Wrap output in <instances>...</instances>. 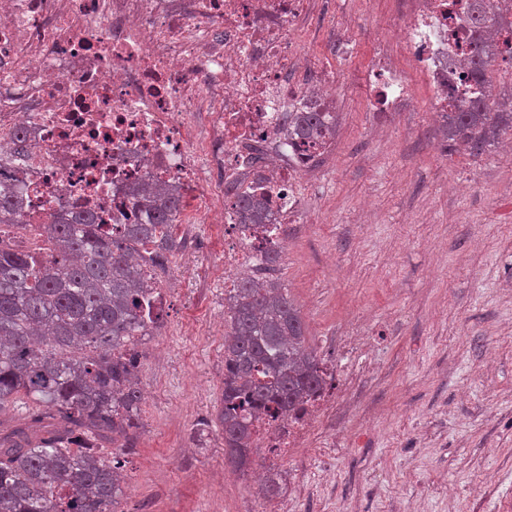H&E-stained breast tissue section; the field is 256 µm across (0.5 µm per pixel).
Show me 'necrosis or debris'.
<instances>
[{
	"label": "necrosis or debris",
	"mask_w": 512,
	"mask_h": 512,
	"mask_svg": "<svg viewBox=\"0 0 512 512\" xmlns=\"http://www.w3.org/2000/svg\"><path fill=\"white\" fill-rule=\"evenodd\" d=\"M313 0H0V184L24 201L20 233L0 248L44 247L39 231L65 209L92 210L120 233L138 212L133 187L181 185L204 220L179 234L224 239V269L265 270L305 193L303 172L326 150H301L281 127L307 90L292 45ZM471 0H398L401 53L435 90L485 95L464 78ZM371 109L396 111L412 85L392 58L371 70ZM270 195L272 224L243 230L238 192ZM337 410L333 389L275 421L255 420L268 469L306 447Z\"/></svg>",
	"instance_id": "necrosis-or-debris-1"
}]
</instances>
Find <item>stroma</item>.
<instances>
[{
    "mask_svg": "<svg viewBox=\"0 0 512 512\" xmlns=\"http://www.w3.org/2000/svg\"><path fill=\"white\" fill-rule=\"evenodd\" d=\"M296 52L332 70L336 138L307 171L278 277L318 358L344 363L335 429L280 470L286 512H512V149H444L432 92L397 55L394 0H315ZM393 54L414 94L370 111L365 74ZM168 317L138 346L144 398L119 512H261L215 422L224 386V272L209 246L167 264ZM366 344L346 352L348 332Z\"/></svg>",
    "mask_w": 512,
    "mask_h": 512,
    "instance_id": "obj_1",
    "label": "stroma"
}]
</instances>
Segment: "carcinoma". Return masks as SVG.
<instances>
[{
	"label": "carcinoma",
	"instance_id": "cac0c4a2",
	"mask_svg": "<svg viewBox=\"0 0 512 512\" xmlns=\"http://www.w3.org/2000/svg\"><path fill=\"white\" fill-rule=\"evenodd\" d=\"M512 0H473L467 42L468 79L480 85L499 60L491 39L507 29ZM285 132L301 143L333 135L321 113H284ZM512 133V102L468 97L444 116L446 146L479 155ZM144 224L122 237L99 228L88 210L65 211L45 225L48 254L0 250V411L25 397L36 403L28 422L0 433V512H117L124 493L120 454L138 428L142 393L136 346L150 327L149 285L142 265L168 259L177 246L168 226L183 211L175 185L136 194ZM20 197L0 192V225L22 223ZM269 198L240 197L243 228L269 223ZM224 388L216 420L228 459L252 462L247 418L293 410L325 383L306 346L293 300L272 280L245 277L226 298ZM125 443L108 460L96 438Z\"/></svg>",
	"mask_w": 512,
	"mask_h": 512
}]
</instances>
